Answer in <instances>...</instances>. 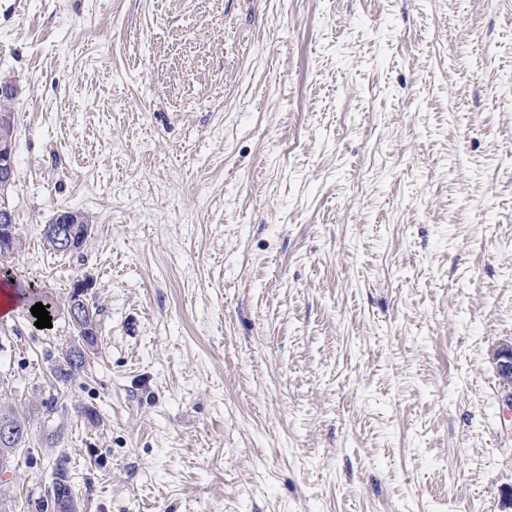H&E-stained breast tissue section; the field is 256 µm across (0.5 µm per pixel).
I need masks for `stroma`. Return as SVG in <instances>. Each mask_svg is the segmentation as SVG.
Listing matches in <instances>:
<instances>
[{
  "label": "stroma",
  "mask_w": 512,
  "mask_h": 512,
  "mask_svg": "<svg viewBox=\"0 0 512 512\" xmlns=\"http://www.w3.org/2000/svg\"><path fill=\"white\" fill-rule=\"evenodd\" d=\"M0 72L54 303L0 316V376L61 395L0 512L62 455L77 512H512V0H0ZM56 224H67L68 228L65 233L56 236V240L58 244L63 247V250L68 253V251L73 250V245L76 241V246L74 250L81 248L85 239L79 240L77 237L83 236L85 233L84 227L87 224V221L84 219V214L80 211H65L57 216V218L52 222V224H46V226H53ZM44 227V229H45ZM43 229V230H44ZM77 238V240H76ZM72 288V292L75 289L80 293V296L76 297V300H71L67 304L68 314L74 323L78 322L83 314L81 310V304L77 305L76 301H82L83 303L86 301L87 303V305L82 303V309L84 310L85 318L79 321V326L75 325L78 335V342L80 340L97 341L101 325L100 321L102 309L96 306L93 301H90V299L85 298L87 297V294H89L91 288H93V281L89 277H84L82 279L76 280ZM88 311H90L91 318L88 317ZM58 363L56 379L66 383L78 374L85 365V352L80 347L70 348Z\"/></svg>",
  "instance_id": "35a3bbf8"
}]
</instances>
